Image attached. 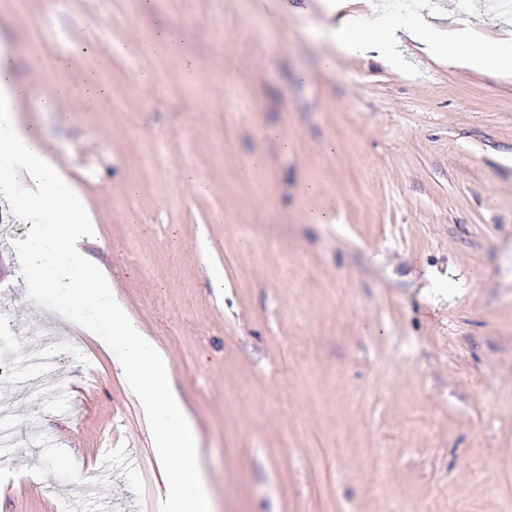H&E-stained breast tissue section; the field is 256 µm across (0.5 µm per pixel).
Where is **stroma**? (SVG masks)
I'll return each mask as SVG.
<instances>
[{"label":"stroma","mask_w":512,"mask_h":512,"mask_svg":"<svg viewBox=\"0 0 512 512\" xmlns=\"http://www.w3.org/2000/svg\"><path fill=\"white\" fill-rule=\"evenodd\" d=\"M457 4L0 0V51L30 88L18 117L51 141L98 226L85 252L168 358L216 512H512V70L414 42L399 66L379 43L346 55L327 37L375 7L512 41V12ZM174 20L181 36L150 49ZM78 41L94 54L58 71ZM91 72L109 92L87 109ZM61 82L69 98L42 111ZM36 231L0 219V312L17 326L0 343V512H163L112 323L21 273Z\"/></svg>","instance_id":"35a3bbf8"}]
</instances>
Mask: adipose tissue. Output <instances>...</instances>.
<instances>
[{
  "instance_id": "obj_1",
  "label": "adipose tissue",
  "mask_w": 512,
  "mask_h": 512,
  "mask_svg": "<svg viewBox=\"0 0 512 512\" xmlns=\"http://www.w3.org/2000/svg\"><path fill=\"white\" fill-rule=\"evenodd\" d=\"M29 94L0 57V197L14 212L34 221L37 234L19 252V264L41 276L71 308L94 304L112 320V352L131 392L155 430L169 512H214L203 481L191 421L168 389L170 368L152 340L125 314L112 283L84 251L97 233L94 219L74 184L53 161L47 139L14 118ZM24 186H17V178Z\"/></svg>"
}]
</instances>
